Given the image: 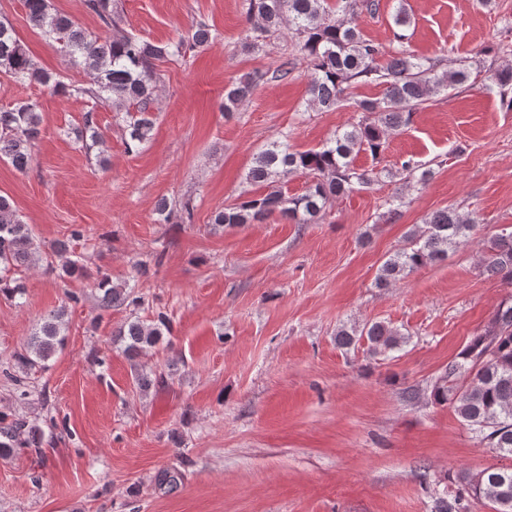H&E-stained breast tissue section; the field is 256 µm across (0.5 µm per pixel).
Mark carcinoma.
I'll list each match as a JSON object with an SVG mask.
<instances>
[{
    "mask_svg": "<svg viewBox=\"0 0 512 512\" xmlns=\"http://www.w3.org/2000/svg\"><path fill=\"white\" fill-rule=\"evenodd\" d=\"M246 26L242 45L249 50L262 47L266 39L286 28L298 39L299 51L308 63L307 106L331 111L346 101L345 91L356 80L373 81L384 86L381 98L354 102L358 119L341 127L320 146L304 151L294 149L285 136L274 137L253 157L246 180L266 188L260 195L247 197L216 210L210 224L215 227L260 223L273 215L291 224H317L336 199L370 183L374 170L354 166L359 154L377 158L386 149L387 136L407 127L415 111L430 97L462 85L472 74L471 61L448 60V69L400 46L386 55L383 47L365 37L354 22L358 11L373 14L379 9L374 0H336L331 11L328 0H244ZM30 22L46 39L74 63L93 75L91 87L67 88L52 74L36 67L13 27L0 20V69L14 81H35L56 94H81L112 107L121 116L127 152L136 153L153 135V103L160 80L158 63L174 60L186 50L212 40L211 29L203 22L166 43H152L121 26L115 0H86L87 9L106 28L105 35L82 29L78 21L52 10L50 0H25ZM485 79L498 85L508 97L512 110V67L485 71ZM260 75H246L224 93L222 111L231 115L247 101L257 87ZM41 115L37 105L20 102L12 108H0V159H7L20 172L29 169L33 148L40 133ZM86 152L104 144L105 134L94 122L92 113L73 131ZM300 172L310 179L304 193L288 197L280 186L281 177ZM389 176L401 175L407 183L425 185L433 170L410 160ZM162 221L169 222L190 213L189 202L173 204L166 199L157 205ZM479 220L462 215L452 207L434 211L407 236L405 247L389 256L375 277L378 288H388L407 278L418 268L442 261L448 252L471 239ZM85 236L75 225L69 237L50 248L57 264L50 270L62 281L75 276L94 277L101 306L135 308L144 302L126 286H115L101 269L70 258V243ZM39 261L37 244L29 225L22 222L10 200L0 195V297L21 307L25 288L15 277L21 268ZM481 266L483 272L512 286V231L498 233L485 241ZM65 308L51 312L27 338L23 350L16 353L15 368L21 373L47 371L50 361L65 345ZM172 334V321L162 310L144 322L134 316L114 333L124 343V352L134 360L163 337ZM366 340L374 354L399 349L407 342L405 334L382 322L360 329L342 328L336 342L349 349ZM430 397L451 405L472 434L503 456L512 457V299L500 303L486 328L460 352L457 359L435 380ZM43 442L41 428L21 415L0 413V458L9 457L17 448H38ZM455 494L435 499L434 512H468L465 500H484L495 505L496 512H512V493L503 498L504 488L512 490V466L491 467L461 476Z\"/></svg>",
    "mask_w": 512,
    "mask_h": 512,
    "instance_id": "carcinoma-1",
    "label": "carcinoma"
}]
</instances>
